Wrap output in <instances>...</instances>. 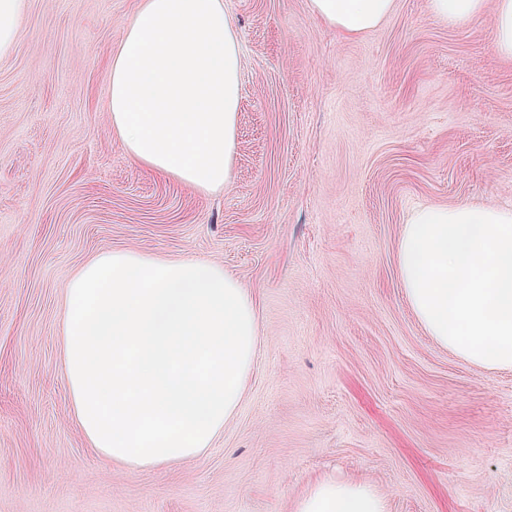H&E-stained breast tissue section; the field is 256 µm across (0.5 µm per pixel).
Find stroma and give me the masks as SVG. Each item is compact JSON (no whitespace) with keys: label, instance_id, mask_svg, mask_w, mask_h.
<instances>
[{"label":"stroma","instance_id":"1","mask_svg":"<svg viewBox=\"0 0 512 512\" xmlns=\"http://www.w3.org/2000/svg\"><path fill=\"white\" fill-rule=\"evenodd\" d=\"M429 0L355 38L307 0H224L242 53L233 180L149 174L113 135L109 63L137 0H29L0 60V512H295L324 477L388 512H512V369L439 346L397 243L422 206L512 207V59L489 17ZM224 267L260 342L203 455L131 469L90 448L63 291L98 253ZM488 0H430L432 16L443 21L470 22L481 17Z\"/></svg>","mask_w":512,"mask_h":512}]
</instances>
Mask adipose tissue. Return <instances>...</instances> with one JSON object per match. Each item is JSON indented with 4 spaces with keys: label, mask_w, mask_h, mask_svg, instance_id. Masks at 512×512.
<instances>
[{
    "label": "adipose tissue",
    "mask_w": 512,
    "mask_h": 512,
    "mask_svg": "<svg viewBox=\"0 0 512 512\" xmlns=\"http://www.w3.org/2000/svg\"><path fill=\"white\" fill-rule=\"evenodd\" d=\"M347 37L395 0H308ZM492 10L512 58V0H429L432 16ZM237 34L224 0H140L110 63L112 132L147 171L201 193L232 181L241 98ZM259 337L251 292L223 266L110 250L65 286L64 359L74 416L100 455L131 468L201 456L236 413ZM296 512H387L384 495L323 479Z\"/></svg>",
    "instance_id": "obj_1"
}]
</instances>
